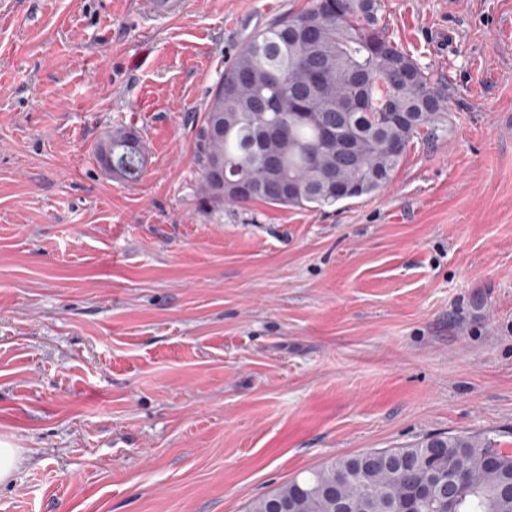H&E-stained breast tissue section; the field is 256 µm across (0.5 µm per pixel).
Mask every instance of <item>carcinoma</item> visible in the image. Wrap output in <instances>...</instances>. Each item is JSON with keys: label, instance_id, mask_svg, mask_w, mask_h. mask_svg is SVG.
Segmentation results:
<instances>
[{"label": "carcinoma", "instance_id": "cac0c4a2", "mask_svg": "<svg viewBox=\"0 0 512 512\" xmlns=\"http://www.w3.org/2000/svg\"><path fill=\"white\" fill-rule=\"evenodd\" d=\"M381 0H313L257 30L224 69L198 129L195 157L201 200L261 201L284 207L332 206L368 196L392 181L414 139L448 131L442 85L379 27ZM319 69L321 76L313 74ZM113 175L137 180L145 150L131 132L105 134L96 156ZM408 461L394 472L392 458ZM333 459L294 477L247 507L269 512L274 501L294 512H448V497L428 501L422 490L461 471L454 512H512L501 496L512 477V448L483 434L431 435L409 446L381 448L354 470L355 458ZM489 457L498 466L485 465Z\"/></svg>", "mask_w": 512, "mask_h": 512}]
</instances>
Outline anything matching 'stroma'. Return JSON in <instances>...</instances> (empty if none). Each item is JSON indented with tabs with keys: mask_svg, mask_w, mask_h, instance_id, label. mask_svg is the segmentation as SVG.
Returning a JSON list of instances; mask_svg holds the SVG:
<instances>
[{
	"mask_svg": "<svg viewBox=\"0 0 512 512\" xmlns=\"http://www.w3.org/2000/svg\"><path fill=\"white\" fill-rule=\"evenodd\" d=\"M311 0H0V512H245L438 433L512 448V0H382L446 137L331 207L201 203L198 128ZM140 137L138 181L95 157ZM21 462L20 450L0 444V484L8 482Z\"/></svg>",
	"mask_w": 512,
	"mask_h": 512,
	"instance_id": "1",
	"label": "stroma"
}]
</instances>
